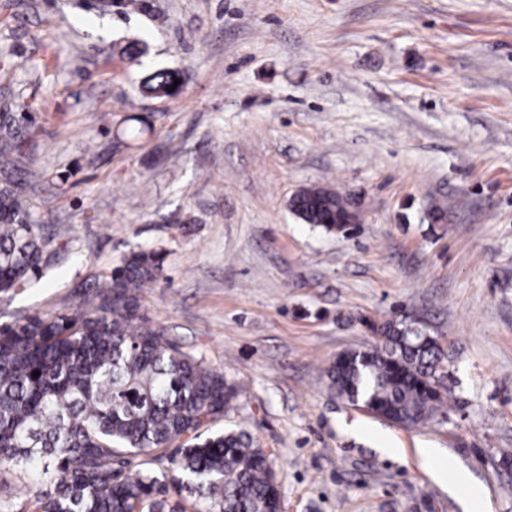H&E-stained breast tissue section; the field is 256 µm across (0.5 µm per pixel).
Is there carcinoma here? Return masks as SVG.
Listing matches in <instances>:
<instances>
[{
	"mask_svg": "<svg viewBox=\"0 0 512 512\" xmlns=\"http://www.w3.org/2000/svg\"><path fill=\"white\" fill-rule=\"evenodd\" d=\"M174 73L141 83L172 97ZM25 118L0 113V174L22 157ZM303 222L346 233L351 204L326 188L289 200ZM46 242L24 194L0 185V292L39 270ZM162 271L157 251H137L105 276L89 305L0 327V472L27 474V490L4 512H185L163 495H188L194 512H280L273 467L245 433L201 432L224 415L238 385L178 350L139 314L138 292ZM382 344L348 352L328 369L330 388L405 427L443 412L445 354L437 338L387 322ZM39 372L33 376V372Z\"/></svg>",
	"mask_w": 512,
	"mask_h": 512,
	"instance_id": "1",
	"label": "carcinoma"
}]
</instances>
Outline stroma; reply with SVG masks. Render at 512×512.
Masks as SVG:
<instances>
[{"instance_id":"35a3bbf8","label":"stroma","mask_w":512,"mask_h":512,"mask_svg":"<svg viewBox=\"0 0 512 512\" xmlns=\"http://www.w3.org/2000/svg\"><path fill=\"white\" fill-rule=\"evenodd\" d=\"M158 68L178 95L140 92ZM1 112L47 248L0 324L161 252L140 312L240 385L208 429L265 449L282 512H512V0H0ZM314 185L349 234L291 213ZM388 321L439 339L446 417L330 389ZM25 118L12 112L0 113V173L10 179L11 173L18 166L25 142Z\"/></svg>"}]
</instances>
